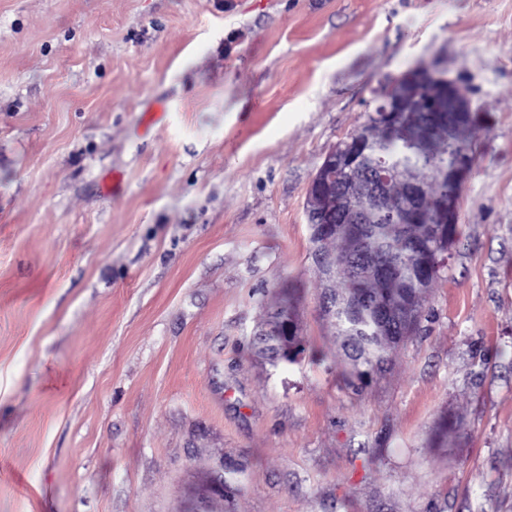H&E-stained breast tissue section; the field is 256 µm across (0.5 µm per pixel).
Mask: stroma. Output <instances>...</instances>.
I'll return each instance as SVG.
<instances>
[{
    "label": "stroma",
    "instance_id": "obj_1",
    "mask_svg": "<svg viewBox=\"0 0 512 512\" xmlns=\"http://www.w3.org/2000/svg\"><path fill=\"white\" fill-rule=\"evenodd\" d=\"M418 65L474 167L419 330L350 385L306 195ZM218 479L213 512H512V0H0V512ZM276 312L288 314V319L290 317L296 318L295 310L291 302L288 299H283L275 307L274 311L271 313L270 320L266 323L267 328L264 330L268 333L274 331L273 316ZM288 319L280 318L277 320L279 321V330L283 336H257V342L258 345H260V351L268 353L272 359L295 362L296 356L300 353L302 348L300 347L301 343L298 335L297 322L292 324V335L288 336V329H291V326L288 324ZM285 336H288V349L292 345H297V352L293 356H290L289 350L288 352L285 350Z\"/></svg>",
    "mask_w": 512,
    "mask_h": 512
}]
</instances>
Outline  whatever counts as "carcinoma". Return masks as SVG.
Returning <instances> with one entry per match:
<instances>
[{"label": "carcinoma", "mask_w": 512, "mask_h": 512, "mask_svg": "<svg viewBox=\"0 0 512 512\" xmlns=\"http://www.w3.org/2000/svg\"><path fill=\"white\" fill-rule=\"evenodd\" d=\"M469 124L455 132L454 143H448L447 123L429 122L420 114L411 127L391 125L380 112H371L357 135L350 142L361 144L366 160L353 172L360 183L367 171L384 164L399 176L391 179L388 204L400 206L405 201L404 179L425 176L434 167L452 166L463 152L472 153ZM455 224H386L381 212L371 215L369 224H341L339 232L322 243L325 253L338 262H347L348 273L336 276V296L351 294L379 297L391 313L387 321L375 309L363 305L356 314L336 307L334 318L338 335L344 337L345 355L350 375L359 378L380 370L389 361V352L418 329L424 312L425 294L443 268L441 260L454 241ZM433 265V272L424 287L413 283L422 264ZM267 336L257 337L260 351L275 360L293 362L296 356L285 345H300L298 326L288 337L273 336V320H268Z\"/></svg>", "instance_id": "carcinoma-1"}]
</instances>
